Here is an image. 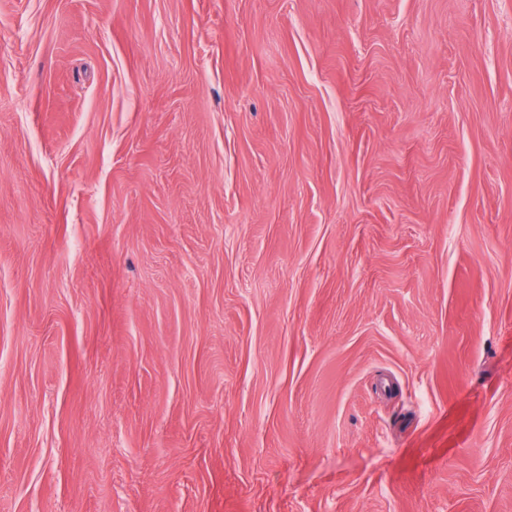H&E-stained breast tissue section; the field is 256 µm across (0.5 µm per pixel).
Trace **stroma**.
<instances>
[{"mask_svg":"<svg viewBox=\"0 0 512 512\" xmlns=\"http://www.w3.org/2000/svg\"><path fill=\"white\" fill-rule=\"evenodd\" d=\"M0 512H512V0H0Z\"/></svg>","mask_w":512,"mask_h":512,"instance_id":"stroma-1","label":"stroma"}]
</instances>
